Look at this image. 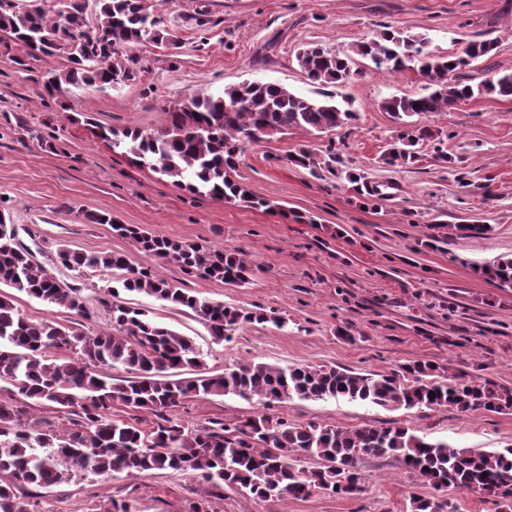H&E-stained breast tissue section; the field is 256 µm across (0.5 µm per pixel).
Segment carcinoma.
<instances>
[{"label": "carcinoma", "mask_w": 512, "mask_h": 512, "mask_svg": "<svg viewBox=\"0 0 512 512\" xmlns=\"http://www.w3.org/2000/svg\"><path fill=\"white\" fill-rule=\"evenodd\" d=\"M151 0H95V21L86 17L85 0H66L56 17L40 5L21 10L0 0V32L29 56L68 54L69 67L50 71L45 88L65 85L112 88L132 81L141 71L132 50L141 44L170 46L176 37ZM497 48L493 39L464 42L456 55H439L425 38L385 29L339 56L320 44L302 49L297 61L307 78L343 86L356 70L358 55L390 72L411 70L423 79L426 93L393 96L380 107L400 125L397 144L383 161L406 165L417 160L414 147L437 139L442 131L417 127L409 118L435 114L477 96L512 99V72L495 73L469 84L468 69ZM164 126L154 133L101 130L114 150L132 154L139 164L166 176L171 184L194 193L207 191L227 203L249 201L243 184L232 178L247 145L290 131L319 135L356 119L352 103L319 101L268 82L245 81L218 93L192 92L166 111ZM287 161L318 172L321 161L304 145ZM91 224H110L119 236L155 260L137 266L119 252L83 254L61 249L59 262L80 275L88 269L116 272L127 292H135L202 318L217 341L230 342L244 326L285 318L199 298L168 281L159 269L174 265L196 279H219L241 287L254 266L240 251L219 250L173 238H159L119 224L112 216L89 212ZM461 237L485 236L489 224H458ZM502 286L512 287V260L484 269ZM14 289L51 306L87 318L81 289L59 280L17 242L14 225L0 214V288ZM112 325L106 332L46 319L28 320L11 295L0 291V512H37L20 502L36 489L72 478L70 468L98 476L125 473L144 476L172 470L224 489L247 492L262 500L303 498L313 491L353 496L364 491L359 467L363 456L392 458L432 488L479 493L495 512H512V448L496 452L428 441L405 426L366 425L341 429L326 423L297 424L257 413L237 421L212 420L189 431L171 412L187 398L234 395L269 406L297 397L370 402L391 409L461 413L512 411V388L490 378H439L431 363L401 364L387 374L364 375L335 367L282 368L262 362L237 363L210 375L193 340L147 318L146 311L118 300L107 288ZM128 376L118 379L112 371ZM435 396H430V393ZM50 405L70 416L66 430L30 423L28 409ZM448 501L413 495L409 512H448Z\"/></svg>", "instance_id": "1"}]
</instances>
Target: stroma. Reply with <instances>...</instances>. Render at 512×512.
<instances>
[{
  "instance_id": "1",
  "label": "stroma",
  "mask_w": 512,
  "mask_h": 512,
  "mask_svg": "<svg viewBox=\"0 0 512 512\" xmlns=\"http://www.w3.org/2000/svg\"><path fill=\"white\" fill-rule=\"evenodd\" d=\"M159 12L176 46L143 44V70L106 91L67 87L43 91L46 73L65 70L57 52L42 61L20 46L0 49V212L15 224L18 241L65 282L77 283L90 313L87 329L106 330L110 274L82 277L57 266L61 248L83 253L121 251L133 263L151 259L115 236L111 225L91 224L85 212H106L155 236L247 251L256 269L249 284L229 287L184 275L164 276L198 296L286 318L285 327L249 324L231 342L216 341L194 312L154 298L120 292V300L148 311L159 324L191 337L211 371L243 360L281 367L325 365L367 374L403 363L430 362L449 375L490 378L512 388V288L484 270L512 259V100L480 96L438 114L415 116L440 129L417 145V160L391 167L383 156L398 126L379 103L415 95L424 82L413 71L391 73L357 59L355 78L342 87L310 82L297 54L318 43L337 54L390 28L427 37L442 55L463 40L493 39L492 57L471 69L512 71V0H166ZM244 81L277 83L322 100L345 97L354 125L307 140L293 132L248 145L238 178L252 196L284 205L275 215L247 203L192 194L131 156L112 151L98 127L159 129L169 107L193 92H218ZM93 115L87 124L85 115ZM336 161L318 175L291 164L301 144ZM448 162H441V154ZM363 175L361 191L347 176ZM453 224H489V235L462 238ZM349 328L352 336L338 335ZM256 402L228 395L191 398L175 408L185 427L260 411ZM270 415L343 429L395 422L432 441L481 451L512 446V412L460 413L388 410L360 401L272 404ZM363 493L263 501L172 471L147 477L77 475L39 492L38 512H96L112 500L129 512H189L209 501L213 512H406L410 494L438 495L455 512H495L492 503L451 488L416 481L393 459L363 457Z\"/></svg>"
}]
</instances>
